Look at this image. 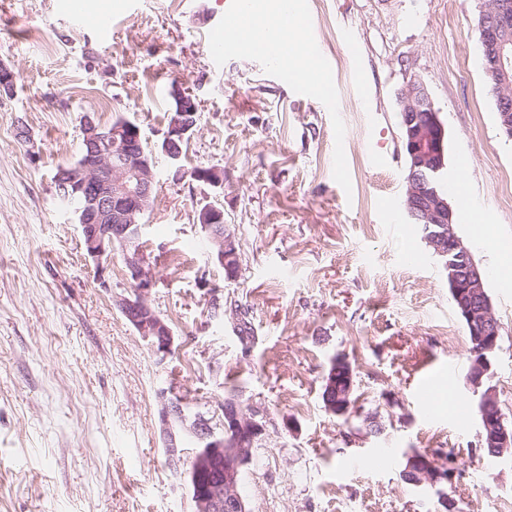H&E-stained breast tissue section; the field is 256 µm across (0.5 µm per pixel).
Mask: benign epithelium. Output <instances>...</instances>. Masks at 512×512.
<instances>
[{
    "label": "benign epithelium",
    "mask_w": 512,
    "mask_h": 512,
    "mask_svg": "<svg viewBox=\"0 0 512 512\" xmlns=\"http://www.w3.org/2000/svg\"><path fill=\"white\" fill-rule=\"evenodd\" d=\"M493 22L482 19L480 41L485 58L503 89L496 99L498 124L503 136L512 140V40L507 36L512 13L507 6L493 4ZM13 70L0 63V96L14 92ZM174 104L157 148L164 157L168 175L174 182L188 176L182 164L181 144L197 127L198 103L188 90L176 87L171 92ZM400 141L408 160L405 208L414 224L423 225V241L438 258L447 274L448 288L459 313L477 339L470 359L467 385L479 395L481 432L500 460L512 459V425L506 421L494 390L483 387L491 368V357L499 346L500 323L486 290L485 272L475 262L469 246L458 235L447 193L443 190L447 130L435 109L430 93L419 82L408 84L400 97ZM81 136V161L54 180L58 193L77 199L83 244L97 266L99 287L109 291L105 264L120 250L123 263L134 282V293L115 297V305L125 319L145 338L159 360H164L173 345L168 323L149 304L156 277L140 245L142 218L150 206L156 182L153 154L146 153L140 127L124 119L111 126L84 118ZM194 178L214 188L224 187V172L218 168L199 169ZM196 223L205 233L212 257L236 277L240 269L238 243L234 232L224 224V212L206 204L197 211ZM328 390L336 391L330 411L344 415L350 407L353 375L346 361L336 358L325 378ZM160 432L168 465L188 477L195 512H247L239 489V474L254 451L265 429L258 412L241 403L225 407L224 428L216 433L210 422L161 390ZM187 432L197 440V448L185 455L180 434ZM403 474L410 483L431 489L440 505L449 512L448 485L457 471L439 465L433 455L412 450L404 454Z\"/></svg>",
    "instance_id": "obj_1"
}]
</instances>
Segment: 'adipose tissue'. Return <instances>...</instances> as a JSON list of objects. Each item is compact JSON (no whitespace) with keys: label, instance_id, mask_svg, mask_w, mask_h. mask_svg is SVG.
Masks as SVG:
<instances>
[{"label":"adipose tissue","instance_id":"ef3b65f1","mask_svg":"<svg viewBox=\"0 0 512 512\" xmlns=\"http://www.w3.org/2000/svg\"><path fill=\"white\" fill-rule=\"evenodd\" d=\"M278 18V0H248L247 9L237 13L229 24L231 36L263 52L268 51L270 44H277L275 63L290 65L295 76H306L307 63L291 60L292 48L300 42L302 31L298 28L278 31Z\"/></svg>","mask_w":512,"mask_h":512}]
</instances>
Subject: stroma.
Instances as JSON below:
<instances>
[{"mask_svg":"<svg viewBox=\"0 0 512 512\" xmlns=\"http://www.w3.org/2000/svg\"><path fill=\"white\" fill-rule=\"evenodd\" d=\"M484 2L304 0L336 90L328 106L259 50L209 56L206 33L237 0H86L81 25L61 0H0V61L19 75L0 96V512H194L165 456L164 388L217 430L230 389L259 411L265 432L240 482L248 512H435V496L401 477L411 449L454 452L460 512L512 499V464L486 467L479 446L467 329L404 206L398 126L403 90L423 83L448 130V180L467 196L452 207L457 231L501 324L484 383L512 422V141L482 67ZM176 84L200 105L183 164L223 169L224 187L177 184L157 166L140 243L157 280L149 304L174 336L161 361L113 302L133 290L121 256L99 288L52 177L77 160L88 116L124 114L157 143ZM207 203L236 235V280L195 222ZM215 299L242 306L254 343L232 315L211 316ZM336 356L355 380L344 416L322 401ZM429 363L455 370L426 390Z\"/></svg>","mask_w":512,"mask_h":512,"instance_id":"35a3bbf8","label":"stroma"}]
</instances>
